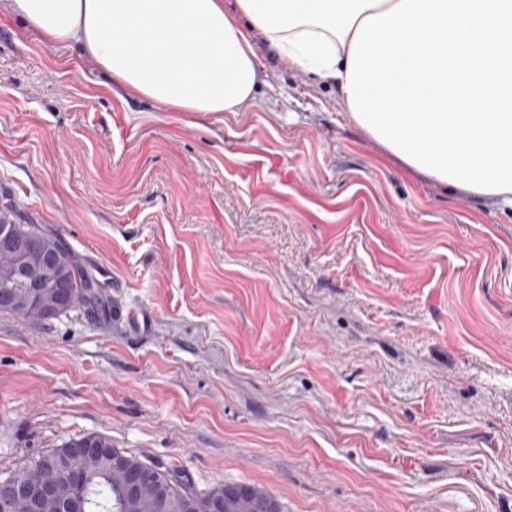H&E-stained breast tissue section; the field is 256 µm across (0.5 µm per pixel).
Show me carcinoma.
Listing matches in <instances>:
<instances>
[{
  "instance_id": "obj_1",
  "label": "carcinoma",
  "mask_w": 512,
  "mask_h": 512,
  "mask_svg": "<svg viewBox=\"0 0 512 512\" xmlns=\"http://www.w3.org/2000/svg\"><path fill=\"white\" fill-rule=\"evenodd\" d=\"M26 240L36 245L33 259L40 252L54 255L51 264L39 267V274L51 292L42 299L33 301L25 295L26 284L22 274L13 268L11 243ZM100 285L92 272L84 268L71 251L53 234L39 224H20L10 215L0 219V312L17 314L24 318L50 321L80 308L106 310V303L99 291ZM93 437L111 452L123 457L134 469L145 466L157 468L168 476L170 498L178 506L177 512H208L212 496L239 487L237 483L215 486L204 492L196 490L192 479L181 469L144 461L115 447L112 440L101 434ZM83 436H73L61 444L38 453L21 468L0 474V485L23 484L37 478L47 479L45 461L61 452ZM250 494L229 499L228 512H257L254 503L262 501L279 508L276 499L269 493L247 486ZM66 512H141L143 505L132 504L125 497L124 477L109 471H83L74 484L72 498L65 503Z\"/></svg>"
}]
</instances>
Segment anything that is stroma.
Instances as JSON below:
<instances>
[{
    "mask_svg": "<svg viewBox=\"0 0 512 512\" xmlns=\"http://www.w3.org/2000/svg\"><path fill=\"white\" fill-rule=\"evenodd\" d=\"M259 62L239 111L163 112L0 15V211L112 304L0 312V470L97 433L281 512H512V207Z\"/></svg>",
    "mask_w": 512,
    "mask_h": 512,
    "instance_id": "stroma-1",
    "label": "stroma"
}]
</instances>
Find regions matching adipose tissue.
Wrapping results in <instances>:
<instances>
[{"mask_svg":"<svg viewBox=\"0 0 512 512\" xmlns=\"http://www.w3.org/2000/svg\"><path fill=\"white\" fill-rule=\"evenodd\" d=\"M399 0H0L46 45L78 47L166 112H235L262 79L257 48L320 82L347 83L362 20Z\"/></svg>","mask_w":512,"mask_h":512,"instance_id":"ef3b65f1","label":"adipose tissue"}]
</instances>
